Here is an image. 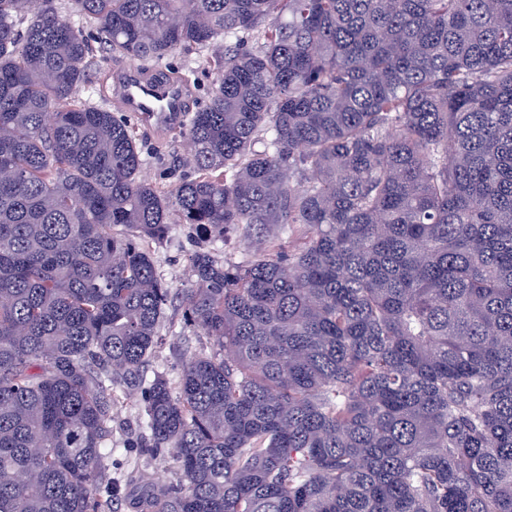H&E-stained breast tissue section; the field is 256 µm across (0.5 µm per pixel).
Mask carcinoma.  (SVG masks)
I'll return each mask as SVG.
<instances>
[{"mask_svg":"<svg viewBox=\"0 0 512 512\" xmlns=\"http://www.w3.org/2000/svg\"><path fill=\"white\" fill-rule=\"evenodd\" d=\"M0 0V512H115L116 400L172 218L219 350L143 391L135 512H512V0ZM102 52H207L195 178L80 98Z\"/></svg>","mask_w":512,"mask_h":512,"instance_id":"cac0c4a2","label":"carcinoma"}]
</instances>
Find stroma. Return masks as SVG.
<instances>
[{"instance_id": "1", "label": "stroma", "mask_w": 512, "mask_h": 512, "mask_svg": "<svg viewBox=\"0 0 512 512\" xmlns=\"http://www.w3.org/2000/svg\"><path fill=\"white\" fill-rule=\"evenodd\" d=\"M127 60H110L103 63L100 72L91 85L93 103L110 107L112 111H121L122 106L115 93V87L122 74L128 70ZM161 68L172 73L174 78L183 81L188 89V108L196 110L207 100L214 87L215 77L206 63L205 52H192L167 57L161 64H141L143 72L150 73ZM140 144L144 165L142 175L153 183H176L193 175V169L185 161L186 146L177 130H159L144 125L140 128ZM209 246L222 258L230 262L249 259L241 231L234 230L226 234L224 240L205 242L193 225L174 224L169 229L166 240L155 248L154 260L159 276L171 288H184L191 278V257L199 248ZM159 334L163 342L143 369L144 377L154 372L165 371L170 377H177L181 358L186 354L200 351H214L211 337L197 328L184 324V309L179 297H170L163 309ZM112 390L118 397L116 408L117 421L113 425L112 445L116 447L117 462L125 459H145L148 473L153 482L163 483L174 478L176 463L173 449H166L161 455L143 458L140 449L135 448L134 430L138 424L143 407L140 389L117 380Z\"/></svg>"}]
</instances>
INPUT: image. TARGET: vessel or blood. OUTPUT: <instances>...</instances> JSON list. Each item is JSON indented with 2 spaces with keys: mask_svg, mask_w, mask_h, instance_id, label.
<instances>
[{
  "mask_svg": "<svg viewBox=\"0 0 512 512\" xmlns=\"http://www.w3.org/2000/svg\"><path fill=\"white\" fill-rule=\"evenodd\" d=\"M119 93L125 111L159 128H171L185 112L182 85L162 78L148 79L134 69L125 73Z\"/></svg>",
  "mask_w": 512,
  "mask_h": 512,
  "instance_id": "vessel-or-blood-1",
  "label": "vessel or blood"
}]
</instances>
